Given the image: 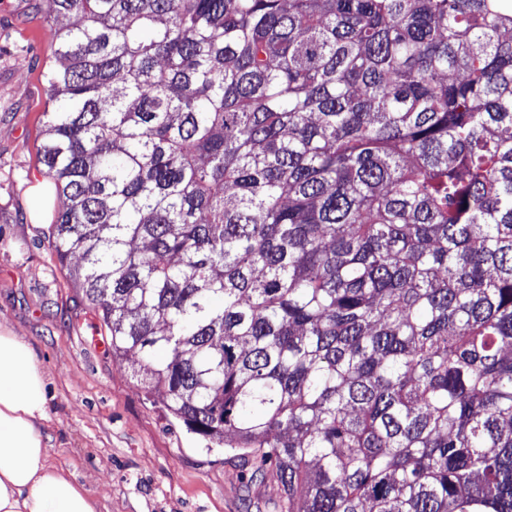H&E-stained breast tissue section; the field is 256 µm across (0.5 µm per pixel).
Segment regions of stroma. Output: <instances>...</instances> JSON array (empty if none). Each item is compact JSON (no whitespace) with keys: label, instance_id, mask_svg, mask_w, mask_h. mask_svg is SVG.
<instances>
[{"label":"stroma","instance_id":"1","mask_svg":"<svg viewBox=\"0 0 512 512\" xmlns=\"http://www.w3.org/2000/svg\"><path fill=\"white\" fill-rule=\"evenodd\" d=\"M35 0H0V323L22 336L46 380L50 454L73 464L99 512H266L273 476L169 421L136 385L135 359L113 361L91 340L98 321L69 281L34 216L48 184L38 148L54 63Z\"/></svg>","mask_w":512,"mask_h":512}]
</instances>
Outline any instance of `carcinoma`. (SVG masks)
Listing matches in <instances>:
<instances>
[{
  "mask_svg": "<svg viewBox=\"0 0 512 512\" xmlns=\"http://www.w3.org/2000/svg\"><path fill=\"white\" fill-rule=\"evenodd\" d=\"M41 4L49 240L145 398L273 512H512V0Z\"/></svg>",
  "mask_w": 512,
  "mask_h": 512,
  "instance_id": "cac0c4a2",
  "label": "carcinoma"
}]
</instances>
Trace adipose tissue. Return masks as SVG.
I'll return each mask as SVG.
<instances>
[{
  "label": "adipose tissue",
  "mask_w": 512,
  "mask_h": 512,
  "mask_svg": "<svg viewBox=\"0 0 512 512\" xmlns=\"http://www.w3.org/2000/svg\"><path fill=\"white\" fill-rule=\"evenodd\" d=\"M44 375L25 340L0 326V512H96L89 490L43 444Z\"/></svg>",
  "instance_id": "ef3b65f1"
}]
</instances>
